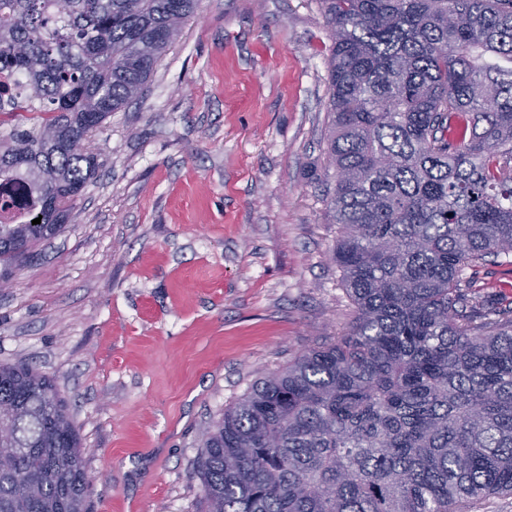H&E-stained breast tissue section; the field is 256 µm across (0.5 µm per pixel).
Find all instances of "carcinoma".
Returning <instances> with one entry per match:
<instances>
[{
	"instance_id": "obj_1",
	"label": "carcinoma",
	"mask_w": 512,
	"mask_h": 512,
	"mask_svg": "<svg viewBox=\"0 0 512 512\" xmlns=\"http://www.w3.org/2000/svg\"><path fill=\"white\" fill-rule=\"evenodd\" d=\"M0 0V269L67 223L93 139L138 99L201 0ZM332 41V259L355 308L203 433L204 512H468L512 495V318L472 290L512 255V0H319ZM41 218V223L32 220ZM0 512H85L79 432L51 380L0 365Z\"/></svg>"
}]
</instances>
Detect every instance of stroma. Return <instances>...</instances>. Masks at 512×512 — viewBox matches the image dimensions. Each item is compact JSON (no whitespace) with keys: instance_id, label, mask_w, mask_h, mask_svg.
<instances>
[{"instance_id":"stroma-1","label":"stroma","mask_w":512,"mask_h":512,"mask_svg":"<svg viewBox=\"0 0 512 512\" xmlns=\"http://www.w3.org/2000/svg\"><path fill=\"white\" fill-rule=\"evenodd\" d=\"M318 0H203L98 178L0 288V364L46 374L84 448L89 512H202L200 438L353 307L326 221ZM474 286L512 309V256Z\"/></svg>"}]
</instances>
